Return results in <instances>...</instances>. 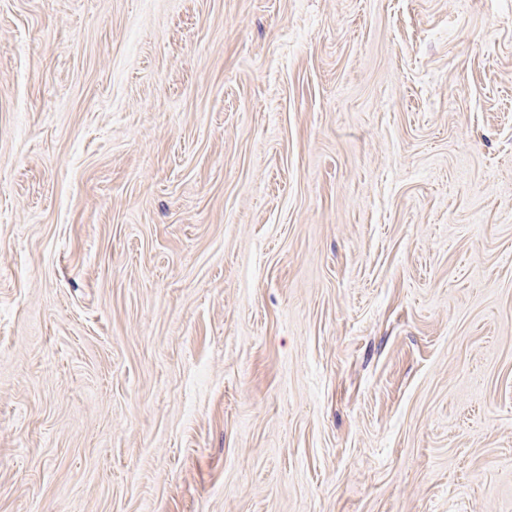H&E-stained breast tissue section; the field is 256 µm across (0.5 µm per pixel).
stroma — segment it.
Instances as JSON below:
<instances>
[{"instance_id":"1","label":"stroma","mask_w":512,"mask_h":512,"mask_svg":"<svg viewBox=\"0 0 512 512\" xmlns=\"http://www.w3.org/2000/svg\"><path fill=\"white\" fill-rule=\"evenodd\" d=\"M0 512H512V0H0Z\"/></svg>"}]
</instances>
